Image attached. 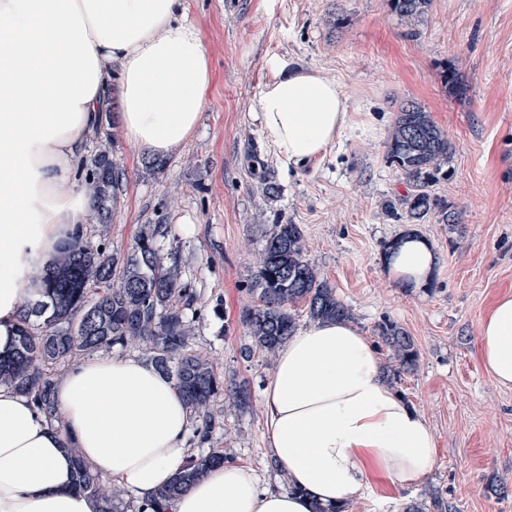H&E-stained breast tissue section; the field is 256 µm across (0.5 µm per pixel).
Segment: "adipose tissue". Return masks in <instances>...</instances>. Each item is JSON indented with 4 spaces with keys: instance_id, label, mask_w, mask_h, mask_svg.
Masks as SVG:
<instances>
[{
    "instance_id": "1",
    "label": "adipose tissue",
    "mask_w": 512,
    "mask_h": 512,
    "mask_svg": "<svg viewBox=\"0 0 512 512\" xmlns=\"http://www.w3.org/2000/svg\"><path fill=\"white\" fill-rule=\"evenodd\" d=\"M182 0H0V353L13 343L24 301L94 201L73 170L102 112L118 103L123 132L146 154L177 153L208 104L210 59ZM260 121L291 165L323 155L352 123L340 85L313 69L268 83ZM396 276L426 286L437 264L406 238ZM483 368L512 388V294L479 325ZM58 425L30 398L0 388V512H99L74 485L66 442L91 470L146 507L185 464L189 410L146 362L87 358L57 385ZM264 436L288 474L260 489L252 467L208 469L169 512H310L373 479L405 488L432 468L436 440L423 416L384 379L371 342L346 322L315 321L281 347L264 388Z\"/></svg>"
}]
</instances>
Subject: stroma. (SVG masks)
Returning <instances> with one entry per match:
<instances>
[{"label": "stroma", "instance_id": "1", "mask_svg": "<svg viewBox=\"0 0 512 512\" xmlns=\"http://www.w3.org/2000/svg\"><path fill=\"white\" fill-rule=\"evenodd\" d=\"M212 67L208 105L193 137L155 169L121 130L111 105L86 145H106L121 172L112 220L89 222L91 244L126 253L139 232L168 227L182 280L198 296L197 350L219 371L248 380L252 407L224 399L216 447L249 464L262 485L283 487L263 439V389L273 373L249 344L239 321L250 304L247 285L275 220L301 225L306 257L354 310L356 327L388 352L376 327L405 328L418 352L393 388L426 419L436 461L418 484L397 490L374 482L350 501L352 512H425L452 503L457 512H512V389L498 386L477 356L479 323L493 302L512 293V0H431L405 20L389 0H185ZM336 80L353 124L322 158L288 167L267 146L257 118L264 86L294 69ZM454 73L456 86L446 85ZM430 112L451 149L432 195L450 221L432 213L412 224L385 210L407 191L387 160L399 106ZM281 189L263 197L256 170ZM196 225L186 235L184 220ZM412 233L438 259L431 283L408 288L390 275L387 245Z\"/></svg>", "mask_w": 512, "mask_h": 512}]
</instances>
